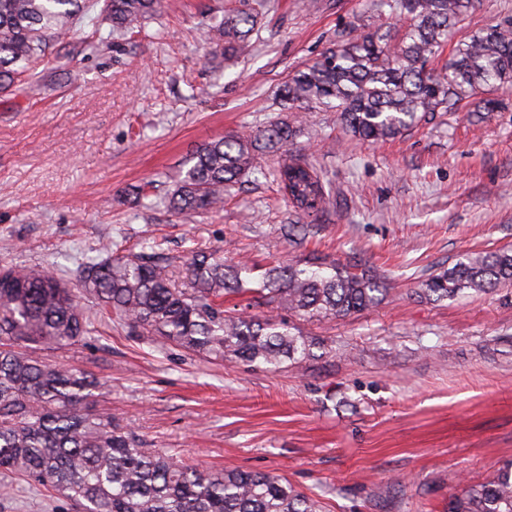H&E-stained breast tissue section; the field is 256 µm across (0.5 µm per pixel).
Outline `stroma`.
Listing matches in <instances>:
<instances>
[{
	"label": "stroma",
	"mask_w": 512,
	"mask_h": 512,
	"mask_svg": "<svg viewBox=\"0 0 512 512\" xmlns=\"http://www.w3.org/2000/svg\"><path fill=\"white\" fill-rule=\"evenodd\" d=\"M257 15L225 62L208 37L225 9ZM372 0H163L139 33L107 41L94 14L11 92L0 94V260L60 275L114 244L162 243L176 279L192 250L267 265L318 256L375 267L387 299L346 318L294 319L343 345L275 370L221 361L111 324L45 358L111 382L97 405L162 450L214 469L285 477L323 512H444L453 478H491L512 459V286L433 302L418 284L470 252L512 248V89L494 112H433L403 136L358 142L335 113L285 112L290 74L352 29L398 30ZM331 190L317 233L288 245L296 214L273 153L222 210L177 214L169 193L194 147L281 120ZM0 512H75L0 473Z\"/></svg>",
	"instance_id": "stroma-1"
}]
</instances>
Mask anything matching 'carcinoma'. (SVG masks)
<instances>
[{
  "instance_id": "carcinoma-1",
  "label": "carcinoma",
  "mask_w": 512,
  "mask_h": 512,
  "mask_svg": "<svg viewBox=\"0 0 512 512\" xmlns=\"http://www.w3.org/2000/svg\"><path fill=\"white\" fill-rule=\"evenodd\" d=\"M407 20L398 43L378 29L340 39L288 78V110L318 104L338 113L354 137L379 142L402 136L431 112H457L491 90L512 88V17L455 46L445 73L429 64L477 0H378ZM161 0H0V91L44 61L95 6L121 36L141 27ZM256 24L246 9L224 14L211 39L224 59L237 57ZM295 130L278 122L231 132L197 146L163 204L175 212L224 207V195L256 170L255 153H281L274 179L290 189L299 215L326 210L320 175L288 155ZM254 266L195 251L185 267L188 287L176 286L170 262L143 254L100 255L77 267L75 282L40 269L0 265V472L50 487L77 512H321L318 502L278 475L214 470L150 452L116 416L97 407L105 382L73 366L24 352L64 349L96 332L80 303L94 300L101 315L131 336L249 365L278 368L313 356L316 342L291 331L280 312L298 318L346 317L388 297L386 277L372 266L320 261L278 262L250 288ZM512 284V250L470 253L420 283V294L442 302L487 294ZM251 295L259 314L224 306ZM448 512H512V463L491 479L464 485Z\"/></svg>"
}]
</instances>
